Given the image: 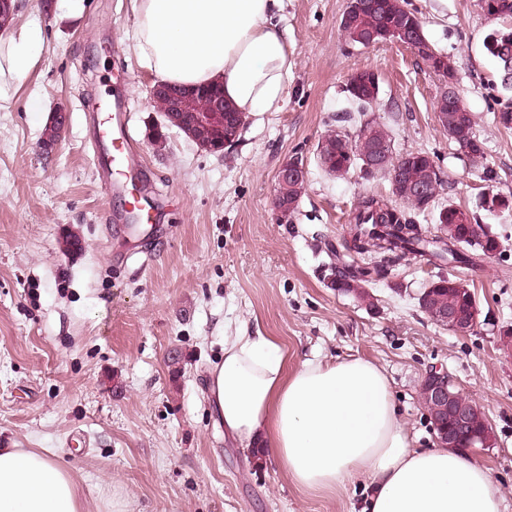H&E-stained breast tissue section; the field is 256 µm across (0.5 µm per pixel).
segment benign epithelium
I'll list each match as a JSON object with an SVG mask.
<instances>
[{"instance_id":"7a95c632","label":"benign epithelium","mask_w":512,"mask_h":512,"mask_svg":"<svg viewBox=\"0 0 512 512\" xmlns=\"http://www.w3.org/2000/svg\"><path fill=\"white\" fill-rule=\"evenodd\" d=\"M358 42L366 47L380 43H398L410 49L416 56L428 59L430 69L438 76L454 74V65L448 56L436 52L422 37L409 27L391 26L366 35L355 34ZM448 331L467 335L479 323L478 309L452 308L437 311L432 315ZM420 399L433 411L434 425L438 430V444L456 451L473 448L478 440L487 447L493 442V433L488 425H478L475 417L477 406L461 390L447 370L433 367L426 373L420 385Z\"/></svg>"}]
</instances>
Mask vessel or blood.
I'll use <instances>...</instances> for the list:
<instances>
[{
	"instance_id": "vessel-or-blood-1",
	"label": "vessel or blood",
	"mask_w": 512,
	"mask_h": 512,
	"mask_svg": "<svg viewBox=\"0 0 512 512\" xmlns=\"http://www.w3.org/2000/svg\"><path fill=\"white\" fill-rule=\"evenodd\" d=\"M131 120L125 96L114 95L109 111L93 119L90 161L109 191L122 195L124 205L117 216L119 229L138 248L151 238L149 228L156 223L157 209L149 187L134 183L139 163Z\"/></svg>"
}]
</instances>
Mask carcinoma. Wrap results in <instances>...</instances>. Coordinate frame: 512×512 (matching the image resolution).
<instances>
[{
	"label": "carcinoma",
	"mask_w": 512,
	"mask_h": 512,
	"mask_svg": "<svg viewBox=\"0 0 512 512\" xmlns=\"http://www.w3.org/2000/svg\"><path fill=\"white\" fill-rule=\"evenodd\" d=\"M386 7L361 4L355 17L357 27L377 30L382 27L410 22L423 28L422 21L402 5V0H383ZM487 49L503 63L504 80L512 78V30H495L487 37ZM343 93L351 109L336 117L349 123V128L330 129L317 148L319 167L330 177L346 179L359 170L369 177L381 176L390 180L391 196L364 194L357 199L348 223V237L342 247L362 257L363 263H347L339 251L331 250L336 258L334 286L355 299L372 306L374 295L370 285L381 277L388 266L416 261L435 267L445 265L477 266L491 255L500 252L499 237L484 224H474L468 213L451 204L439 203L442 181L436 156L425 151L399 153L393 136L374 115L379 105L380 84L361 75L348 78ZM209 100L195 97L181 113L183 133L195 144L219 146L237 142L246 118L239 117L236 127L224 126V119L209 111ZM444 132L474 167L482 168L484 178L493 182L496 172L484 165L483 143L475 132L471 112L450 109L443 112ZM379 148L390 154L389 165H398L399 178L391 180V172L383 166L368 168L364 156ZM307 181H292L276 188L275 210L287 207L288 215L278 216L285 222L297 210ZM433 214L434 227L418 221L423 214ZM454 275H439L417 295L421 311L432 317L438 309L466 307L475 297L461 298L448 293V280Z\"/></svg>",
	"instance_id": "1"
}]
</instances>
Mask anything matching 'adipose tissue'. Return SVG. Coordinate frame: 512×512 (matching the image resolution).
<instances>
[{"label":"adipose tissue","mask_w":512,"mask_h":512,"mask_svg":"<svg viewBox=\"0 0 512 512\" xmlns=\"http://www.w3.org/2000/svg\"><path fill=\"white\" fill-rule=\"evenodd\" d=\"M282 0H132L141 66L161 82L220 84L238 112L280 111L294 61ZM35 24L0 28V98L36 64ZM209 397L225 431L268 449L298 487L362 484L363 512H500L488 470L447 448L412 447L373 362H307L287 372L279 346L248 326L224 339ZM0 512H87L74 477L26 448H0Z\"/></svg>","instance_id":"adipose-tissue-1"}]
</instances>
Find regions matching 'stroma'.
I'll list each match as a JSON object with an SVG mask.
<instances>
[{
	"instance_id": "obj_1",
	"label": "stroma",
	"mask_w": 512,
	"mask_h": 512,
	"mask_svg": "<svg viewBox=\"0 0 512 512\" xmlns=\"http://www.w3.org/2000/svg\"><path fill=\"white\" fill-rule=\"evenodd\" d=\"M428 39L455 65L456 88L475 118L487 164L484 182L439 124L441 83L396 43L364 48L345 41L347 0H283L294 69L281 111L260 112L223 155L164 127L149 100L156 82L128 35L131 0H66L32 7L41 54L28 76L0 100V446L53 458L79 483L92 512H362V486L343 493L296 486L271 457L257 459L228 437L206 397L207 371L223 357L237 323L270 336L287 371L305 361L358 357L386 372L400 419L415 447L437 444L419 385L447 369L481 408L495 440L474 460L489 472L512 512V355L499 332L512 324V211L485 210L486 197L512 200V128L497 115L512 107V81L486 47L512 26L491 19L480 0H403ZM380 79L375 115L392 128L400 152L437 153L443 203L467 211L502 241L501 254L460 267L480 308L465 336L435 325L418 307L437 275L403 265L371 288L367 308L335 288L322 252L342 238L359 195H390L388 180L326 175L317 145L346 109L343 87L359 69ZM122 86L136 110L143 173L160 205L162 236L127 256L115 214L122 200L90 161L89 117ZM40 96L42 112L28 111ZM68 114L62 137L43 148L54 112ZM308 171L307 189L288 224L272 198L276 173L291 158ZM78 237L79 250L65 246Z\"/></svg>"
}]
</instances>
